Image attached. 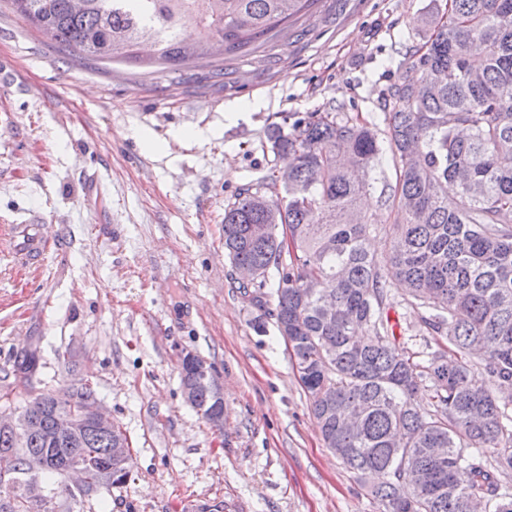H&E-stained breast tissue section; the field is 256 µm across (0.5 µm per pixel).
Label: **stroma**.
I'll use <instances>...</instances> for the list:
<instances>
[{"label":"stroma","instance_id":"stroma-1","mask_svg":"<svg viewBox=\"0 0 512 512\" xmlns=\"http://www.w3.org/2000/svg\"><path fill=\"white\" fill-rule=\"evenodd\" d=\"M447 0H317L263 48L103 67L59 52L0 0V241L44 217L52 252L25 266L0 248V394L59 396L90 382L129 438L132 476L55 512H380L325 447L273 317L224 252V209L283 162L268 141L313 112L383 122L408 49ZM249 109L224 118L234 103ZM197 141H177L184 125ZM162 149H145L133 130ZM210 363L224 425L186 402L180 356ZM37 365L28 388L14 365Z\"/></svg>","mask_w":512,"mask_h":512}]
</instances>
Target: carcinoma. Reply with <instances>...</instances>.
<instances>
[{
  "label": "carcinoma",
  "mask_w": 512,
  "mask_h": 512,
  "mask_svg": "<svg viewBox=\"0 0 512 512\" xmlns=\"http://www.w3.org/2000/svg\"><path fill=\"white\" fill-rule=\"evenodd\" d=\"M85 2L79 14L69 0L7 5L52 28L53 45L80 59L129 61L150 41L160 63L178 67L216 44L259 49L317 0ZM188 26L200 42L182 41ZM409 52L418 74L386 95L384 136L398 173L382 199L402 221L385 259L366 246L371 224L360 207L382 163L379 130L320 112L269 133L286 160L270 177L283 194L258 206L252 188L242 189L224 208V250L254 274V300L274 299L325 447L360 477L386 473L368 487L382 512H470L477 497L485 512H512L504 483L512 473V0H448L436 32ZM387 264L419 331L450 328L448 347L396 336ZM180 375L194 387L193 404L214 411L207 422L222 427L219 387ZM92 394L87 382L58 398L27 394L19 417L41 428L26 427L23 448L0 429V471L17 475L0 485L11 512H28L38 478L65 485L73 462L85 467L87 496L127 482L109 454L128 443L121 429L49 437L56 419Z\"/></svg>",
  "instance_id": "1"
}]
</instances>
